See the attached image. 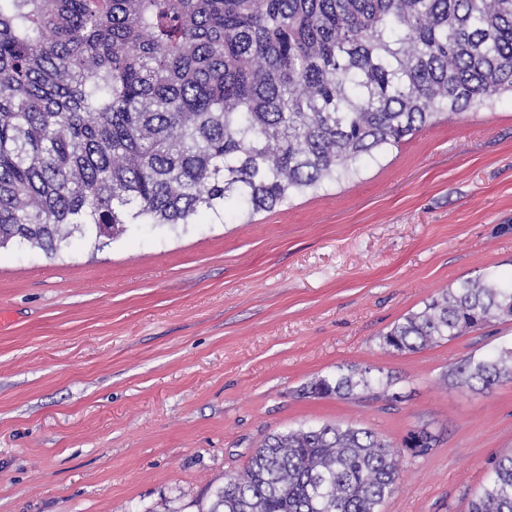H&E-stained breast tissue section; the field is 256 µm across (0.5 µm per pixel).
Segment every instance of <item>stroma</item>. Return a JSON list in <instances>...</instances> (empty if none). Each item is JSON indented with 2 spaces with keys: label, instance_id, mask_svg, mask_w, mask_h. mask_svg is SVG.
I'll list each match as a JSON object with an SVG mask.
<instances>
[{
  "label": "stroma",
  "instance_id": "35a3bbf8",
  "mask_svg": "<svg viewBox=\"0 0 512 512\" xmlns=\"http://www.w3.org/2000/svg\"><path fill=\"white\" fill-rule=\"evenodd\" d=\"M486 274H512L508 94L248 220L2 250L0 512H201L265 435L321 424L394 443L428 427L380 512H467L512 451V383L444 374L511 345L512 321L414 353L380 336ZM350 366L399 401L301 396Z\"/></svg>",
  "mask_w": 512,
  "mask_h": 512
}]
</instances>
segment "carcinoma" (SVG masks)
<instances>
[{
	"mask_svg": "<svg viewBox=\"0 0 512 512\" xmlns=\"http://www.w3.org/2000/svg\"><path fill=\"white\" fill-rule=\"evenodd\" d=\"M512 93V0H0V250L103 247L130 224L252 217L355 177L416 131ZM512 319V281L466 279L381 337L397 354ZM512 383V347L452 364ZM350 367L303 388L388 395ZM399 443L331 424L267 436L207 512H379ZM468 512H512V453Z\"/></svg>",
	"mask_w": 512,
	"mask_h": 512,
	"instance_id": "obj_1",
	"label": "carcinoma"
}]
</instances>
